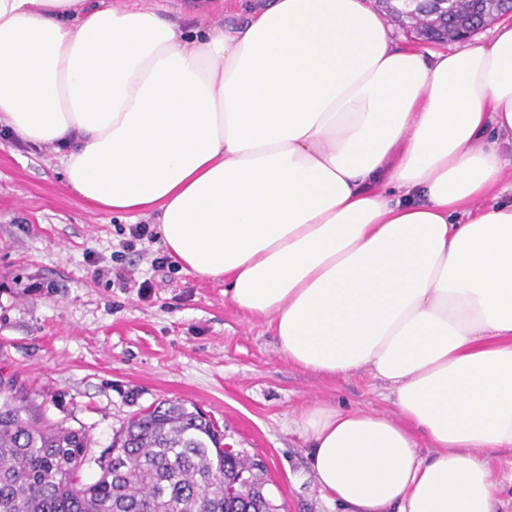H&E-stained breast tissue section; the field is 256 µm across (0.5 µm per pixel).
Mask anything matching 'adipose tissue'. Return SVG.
Masks as SVG:
<instances>
[{"mask_svg":"<svg viewBox=\"0 0 512 512\" xmlns=\"http://www.w3.org/2000/svg\"><path fill=\"white\" fill-rule=\"evenodd\" d=\"M1 122L62 148L84 201L155 214L288 362L390 387L394 416L300 419L342 512H500L512 20L433 50L397 44L365 0H268L189 31L112 0H0Z\"/></svg>","mask_w":512,"mask_h":512,"instance_id":"ef3b65f1","label":"adipose tissue"}]
</instances>
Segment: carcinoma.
<instances>
[{"mask_svg": "<svg viewBox=\"0 0 512 512\" xmlns=\"http://www.w3.org/2000/svg\"><path fill=\"white\" fill-rule=\"evenodd\" d=\"M487 7L456 0L435 16L426 0L423 35ZM12 391L0 378V512H278L264 494L263 464L225 448L216 422L195 406L159 404L131 419L95 459L98 479L84 483L87 434L36 417Z\"/></svg>", "mask_w": 512, "mask_h": 512, "instance_id": "carcinoma-1", "label": "carcinoma"}]
</instances>
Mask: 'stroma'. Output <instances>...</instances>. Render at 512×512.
Returning a JSON list of instances; mask_svg holds the SVG:
<instances>
[{
    "label": "stroma",
    "instance_id": "stroma-1",
    "mask_svg": "<svg viewBox=\"0 0 512 512\" xmlns=\"http://www.w3.org/2000/svg\"><path fill=\"white\" fill-rule=\"evenodd\" d=\"M204 26L243 22L241 0H141ZM59 154L0 130V378L45 420L84 430L101 455L134 415L165 400L195 404L224 442L266 462L281 512H337L297 429L315 402L394 414L367 374L336 378L288 362L267 323L239 310L220 279L181 263L153 271L161 240L124 248L123 228L154 224L94 208L63 189ZM121 252L127 285L111 275ZM103 270L94 278V270ZM151 281L139 290L142 281Z\"/></svg>",
    "mask_w": 512,
    "mask_h": 512
}]
</instances>
